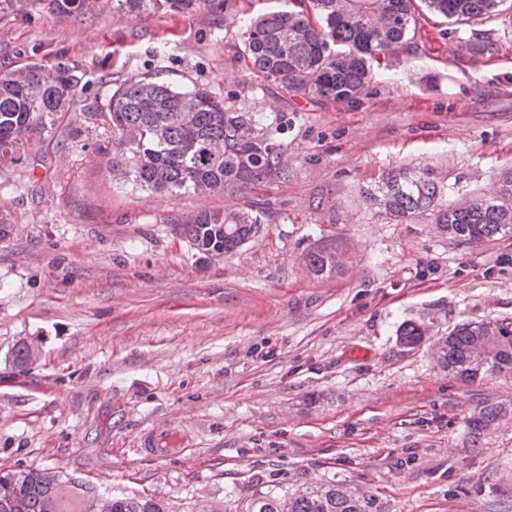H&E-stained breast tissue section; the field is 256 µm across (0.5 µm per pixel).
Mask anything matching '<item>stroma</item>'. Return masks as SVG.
<instances>
[{"mask_svg": "<svg viewBox=\"0 0 512 512\" xmlns=\"http://www.w3.org/2000/svg\"><path fill=\"white\" fill-rule=\"evenodd\" d=\"M277 0L138 18L97 8L59 19L28 0L0 13V72L31 58L77 65L83 105L147 76L199 85L263 120L287 178L240 192L170 196L106 168L110 129L66 112L26 162L0 168V475L50 468L83 500L160 494L170 512L232 504L255 475H311L372 495L381 512H512V374L450 378L408 319L444 336L512 320V238L466 244L428 217L390 222L360 189L387 169L433 170L444 203L501 198L512 171V23L456 28L427 10L359 103L316 105L258 77L245 19ZM489 34L493 53L460 42ZM269 214L233 255L197 252L180 223L198 211ZM340 240L343 270L306 268V247ZM35 339L27 371L11 349ZM504 416L480 437L468 421ZM167 426L180 450L140 453Z\"/></svg>", "mask_w": 512, "mask_h": 512, "instance_id": "stroma-1", "label": "stroma"}]
</instances>
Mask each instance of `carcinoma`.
<instances>
[{
	"label": "carcinoma",
	"instance_id": "carcinoma-1",
	"mask_svg": "<svg viewBox=\"0 0 512 512\" xmlns=\"http://www.w3.org/2000/svg\"><path fill=\"white\" fill-rule=\"evenodd\" d=\"M59 18L87 15L100 0H36ZM427 10L457 21L509 14L507 0H422ZM112 10L185 14L201 6L224 8V0H106ZM309 10L277 9L250 22L245 50L255 73L291 96L323 103L354 104L371 81L372 63L407 45L415 0H310ZM490 38L474 35L464 51L483 56ZM82 77L76 65L59 58L29 59L0 72V163H20L26 146L54 125L61 112L79 101ZM112 130L107 166L133 177L148 189L207 194L240 191L255 182L288 177L284 150L264 131L262 119L234 112L202 87L177 88L150 77L107 89L104 102L88 113ZM508 201L484 199L457 205L440 202L443 190L429 171L402 169L382 173L364 189L380 213L399 224L422 214L452 239L480 243L512 236V174L505 179ZM262 215L249 210L215 214L202 211L182 223V234L200 253L230 254L260 230ZM305 263L316 277L342 270V251L321 238L306 251ZM408 346L428 343L439 366L464 384L512 372V321L462 322L442 337L430 335L425 322L409 320L398 329ZM18 369L34 364L30 348L18 341L12 350ZM487 406L471 423L477 437L498 421ZM65 480L47 469L0 476V512H64ZM251 494L236 500L235 512H373L375 500L343 481H307L282 489L261 476ZM112 512H168L160 499L112 496Z\"/></svg>",
	"mask_w": 512,
	"mask_h": 512
}]
</instances>
